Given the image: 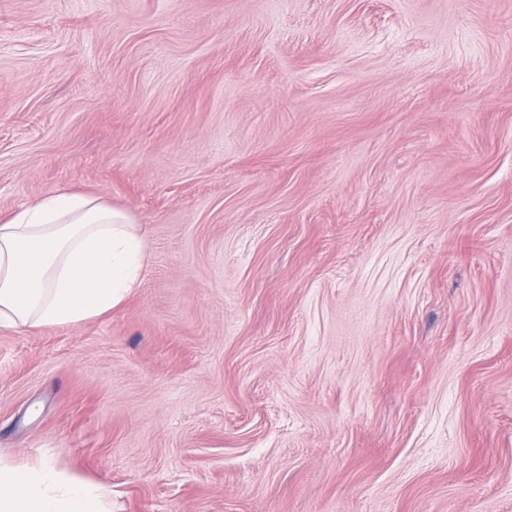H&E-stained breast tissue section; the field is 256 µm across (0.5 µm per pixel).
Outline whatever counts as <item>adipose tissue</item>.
Masks as SVG:
<instances>
[{"mask_svg":"<svg viewBox=\"0 0 512 512\" xmlns=\"http://www.w3.org/2000/svg\"><path fill=\"white\" fill-rule=\"evenodd\" d=\"M147 259L133 217L51 191L0 221V327L77 325L120 306ZM101 493L45 464L0 461V512H104Z\"/></svg>","mask_w":512,"mask_h":512,"instance_id":"ef3b65f1","label":"adipose tissue"}]
</instances>
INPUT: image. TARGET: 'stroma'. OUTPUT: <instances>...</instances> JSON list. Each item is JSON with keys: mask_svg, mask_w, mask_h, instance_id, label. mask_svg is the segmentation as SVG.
<instances>
[{"mask_svg": "<svg viewBox=\"0 0 512 512\" xmlns=\"http://www.w3.org/2000/svg\"><path fill=\"white\" fill-rule=\"evenodd\" d=\"M141 284L0 329V458L109 512H512V0H0V220ZM147 259L133 217L93 195L50 191L0 224V327L77 325L120 306Z\"/></svg>", "mask_w": 512, "mask_h": 512, "instance_id": "1", "label": "stroma"}]
</instances>
